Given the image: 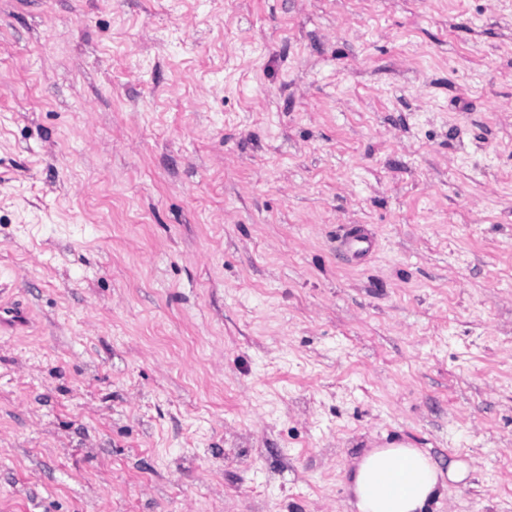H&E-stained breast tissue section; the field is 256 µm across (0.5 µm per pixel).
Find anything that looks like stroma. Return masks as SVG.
Wrapping results in <instances>:
<instances>
[{
  "mask_svg": "<svg viewBox=\"0 0 512 512\" xmlns=\"http://www.w3.org/2000/svg\"><path fill=\"white\" fill-rule=\"evenodd\" d=\"M1 306L0 512H512V0H0ZM467 465L448 462L444 470L422 448L393 443L365 451L354 463L351 491L357 512H428L448 481L462 482Z\"/></svg>",
  "mask_w": 512,
  "mask_h": 512,
  "instance_id": "1",
  "label": "stroma"
}]
</instances>
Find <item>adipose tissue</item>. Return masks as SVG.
I'll return each mask as SVG.
<instances>
[{"label":"adipose tissue","instance_id":"ef3b65f1","mask_svg":"<svg viewBox=\"0 0 512 512\" xmlns=\"http://www.w3.org/2000/svg\"><path fill=\"white\" fill-rule=\"evenodd\" d=\"M464 462L440 466L421 448L393 443L365 451L354 463L351 491L356 512H427L448 483L464 481Z\"/></svg>","mask_w":512,"mask_h":512}]
</instances>
